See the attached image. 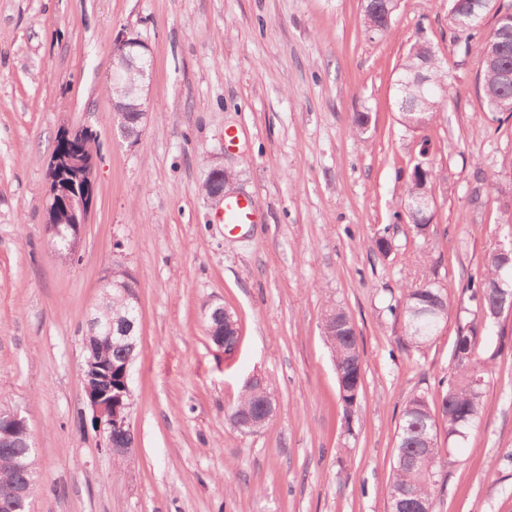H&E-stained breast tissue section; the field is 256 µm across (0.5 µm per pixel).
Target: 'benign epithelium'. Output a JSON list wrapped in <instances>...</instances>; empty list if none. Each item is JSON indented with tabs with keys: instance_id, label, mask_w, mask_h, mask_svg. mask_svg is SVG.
<instances>
[{
	"instance_id": "benign-epithelium-1",
	"label": "benign epithelium",
	"mask_w": 512,
	"mask_h": 512,
	"mask_svg": "<svg viewBox=\"0 0 512 512\" xmlns=\"http://www.w3.org/2000/svg\"><path fill=\"white\" fill-rule=\"evenodd\" d=\"M149 46L137 37L126 34L112 38V82L122 85L127 101L112 104L113 121L126 140L136 143L141 135L140 125L144 123L147 112L143 101V91L150 78ZM95 137L87 126L65 128L60 138L68 142H85ZM95 158H88L81 152L58 153L52 156L48 170V190L43 207L45 212L44 230L49 238H60L67 247V253L76 252L81 239L82 226L88 223V217L94 207V170ZM231 175L222 167L211 168L206 191L213 200L223 201L229 193ZM69 225V235H61L60 225ZM112 286L123 297L139 308V297L133 281L124 277ZM92 339L86 341V356L82 369L83 390L92 410V422L98 429L103 449L114 457L130 454L128 448L112 447V439L131 431L130 399L131 368L135 360L137 342V322L132 317L114 325V321L95 317L91 322ZM122 341L130 348V353L122 363L121 395L112 398V366L99 358V345ZM18 428L29 430L27 420L18 413H0V440L9 437ZM24 497V489L18 485H0V508L7 509L10 504Z\"/></svg>"
}]
</instances>
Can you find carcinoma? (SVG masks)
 I'll return each instance as SVG.
<instances>
[{
  "instance_id": "obj_1",
  "label": "carcinoma",
  "mask_w": 512,
  "mask_h": 512,
  "mask_svg": "<svg viewBox=\"0 0 512 512\" xmlns=\"http://www.w3.org/2000/svg\"><path fill=\"white\" fill-rule=\"evenodd\" d=\"M497 0H449L448 22L456 32L464 31L469 39H478L475 50L482 63L481 90L484 107L489 112L512 117V86L504 84L500 73L512 70V5H496ZM398 8V0H364L363 20L374 32L385 33ZM494 13L495 23L491 33L483 38L481 30L488 13ZM417 77L425 83L418 107L402 108L403 126L416 129L426 126L448 103L450 90L444 62L437 52L424 46L407 53L398 74V93H403L401 81ZM415 178L407 184L406 199L430 193L437 170L433 166H414ZM407 222L418 236L426 235L431 217L406 211ZM504 280L511 287L497 288ZM512 299V260L492 254L485 260V272L477 285L472 287L471 300L475 303L473 318L458 322L452 350V367L448 378L439 382L435 394L438 406L431 407L428 396L415 395L406 403L398 426L396 458L393 478L385 496L388 507L400 501L405 512L434 508L437 477L448 464L447 451L437 441L439 426H444L448 437L466 439L479 420L484 404V385H475L472 379L485 377L487 361L478 358L480 339L478 323L492 321L491 314L501 298ZM100 315L117 318L125 314L121 295L111 294L101 299ZM429 306L438 312L435 322L416 320L413 310ZM388 311L401 322V340L406 346L421 347L438 336L444 329L450 312L445 285L430 281L411 287L402 298L388 304ZM336 324V335L327 337L333 353L336 376L342 378L347 390H361L363 367L354 323L340 308L326 311L323 324ZM103 362L119 368L125 354L122 346H105L101 349ZM270 391L260 392L251 382H246L240 399L231 414L234 426L247 434L248 416L254 414L269 400ZM36 462V448L28 434L19 430L9 439L0 442V484L10 481L26 490L23 502L15 512H27L28 504L37 489V477L30 474L28 465Z\"/></svg>"
}]
</instances>
